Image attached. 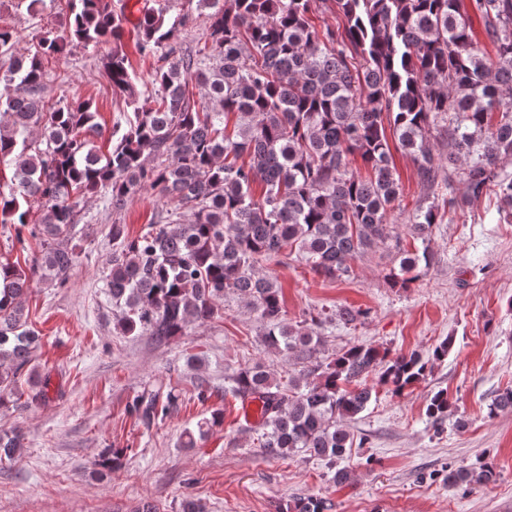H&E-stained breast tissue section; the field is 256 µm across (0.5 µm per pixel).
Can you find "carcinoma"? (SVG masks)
<instances>
[{"label":"carcinoma","mask_w":512,"mask_h":512,"mask_svg":"<svg viewBox=\"0 0 512 512\" xmlns=\"http://www.w3.org/2000/svg\"><path fill=\"white\" fill-rule=\"evenodd\" d=\"M68 20L18 53L16 35L0 29V162L12 166L0 190V224L41 242L27 273L0 260V408L17 400L19 379L39 336L24 304L32 275L66 282L81 251L72 229L80 202L100 192L120 211L150 189L171 204L140 235L112 225L116 249L105 275L119 331L159 342L182 335L221 310L228 293L258 314L268 347L311 364L283 387L260 362L241 368L224 388L240 405L258 399L259 447L271 458L300 452L326 460L332 480L354 447L349 423L370 405L373 378L401 393L425 381L448 355L452 339L431 352L391 353L354 345L329 362L318 360L322 314L286 322L281 288L266 263H304L324 278L349 277L352 264L382 244L393 255L388 278L406 286L433 264L428 242L445 209L465 198L496 200L512 218V0H176L145 10L141 52L159 57L153 90L138 97L123 51V17L112 0H66ZM333 14L321 27L314 18ZM207 17L203 41L177 50L182 30ZM479 18L494 47L488 57L475 39ZM70 44L107 48L103 67L112 89L128 96L134 120L104 152L98 112L88 100L46 107L43 62ZM410 155L422 186L415 208L388 231L403 188L389 138ZM361 161L366 174L354 167ZM262 187L255 194L254 185ZM40 211L30 223L32 208ZM411 240L414 249L403 245ZM366 313L344 306L335 317L354 326ZM50 377L31 385L27 402L46 401ZM180 402L173 389H144L129 411L149 429ZM448 392L427 401L441 426L451 415ZM512 410V387L487 405V417ZM224 412L215 409L186 431L193 448ZM22 449L20 435L0 433V459ZM490 462L448 467V484L487 485ZM322 498L299 499L288 512H330Z\"/></svg>","instance_id":"carcinoma-1"}]
</instances>
